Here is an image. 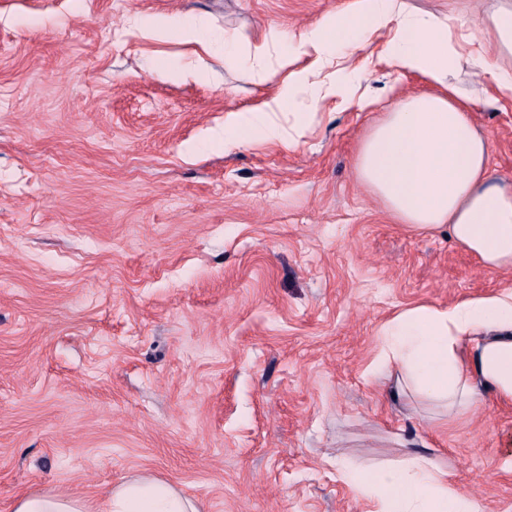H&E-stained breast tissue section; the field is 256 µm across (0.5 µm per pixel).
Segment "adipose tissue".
I'll return each mask as SVG.
<instances>
[{
  "label": "adipose tissue",
  "instance_id": "ef3b65f1",
  "mask_svg": "<svg viewBox=\"0 0 512 512\" xmlns=\"http://www.w3.org/2000/svg\"><path fill=\"white\" fill-rule=\"evenodd\" d=\"M447 18L414 12L408 0H348L296 34L297 51L309 57L302 69L257 106L234 114L224 128L225 143L279 142L296 146L300 128L285 129L277 115L286 111L295 85L308 83L319 95L340 94L325 78L337 52L370 42L388 32L389 65L418 74L439 86L436 94L399 99L361 140L356 168L360 181L400 223L422 232L444 226L454 243L487 269L512 266V184L494 178L488 167L487 136L475 126L454 82L457 65L448 45ZM481 32L491 34V54L477 61L495 91L512 98V74L497 72L490 55H512V0L487 15ZM477 326L491 329L467 360L457 354L458 336ZM386 358L397 374L398 396L415 395L448 409L473 404L482 392L512 403V293L462 302L448 309L417 306L391 320ZM361 496L377 497L382 512H478L447 470L421 451L409 453L403 466L379 468L354 480ZM99 512H198L169 482L136 476L112 487Z\"/></svg>",
  "mask_w": 512,
  "mask_h": 512
}]
</instances>
